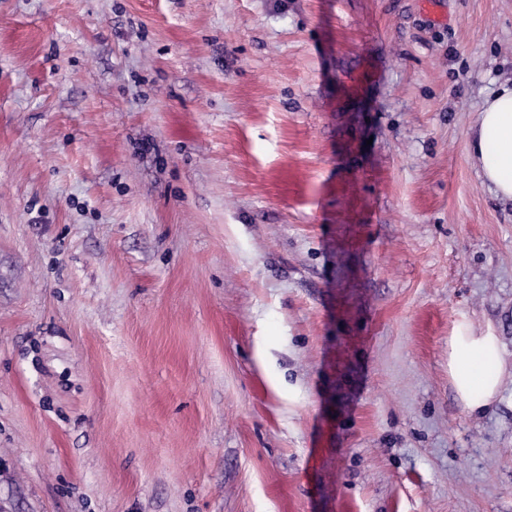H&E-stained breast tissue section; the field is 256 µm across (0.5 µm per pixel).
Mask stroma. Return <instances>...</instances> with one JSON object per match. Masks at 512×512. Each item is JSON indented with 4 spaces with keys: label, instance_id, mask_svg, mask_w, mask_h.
I'll list each match as a JSON object with an SVG mask.
<instances>
[{
    "label": "stroma",
    "instance_id": "stroma-1",
    "mask_svg": "<svg viewBox=\"0 0 512 512\" xmlns=\"http://www.w3.org/2000/svg\"><path fill=\"white\" fill-rule=\"evenodd\" d=\"M512 0H0V512H512ZM469 158L483 183L512 201V81L485 100L469 132ZM506 373L504 347L491 328L455 327L448 338V377L468 413H481L496 399Z\"/></svg>",
    "mask_w": 512,
    "mask_h": 512
}]
</instances>
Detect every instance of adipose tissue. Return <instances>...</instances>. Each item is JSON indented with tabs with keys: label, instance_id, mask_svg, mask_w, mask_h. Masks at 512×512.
<instances>
[{
	"label": "adipose tissue",
	"instance_id": "ef3b65f1",
	"mask_svg": "<svg viewBox=\"0 0 512 512\" xmlns=\"http://www.w3.org/2000/svg\"><path fill=\"white\" fill-rule=\"evenodd\" d=\"M469 158L484 183L512 201V84L487 98L469 132ZM507 372L504 347L492 329L457 325L448 338V376L457 400L471 414L497 397Z\"/></svg>",
	"mask_w": 512,
	"mask_h": 512
}]
</instances>
